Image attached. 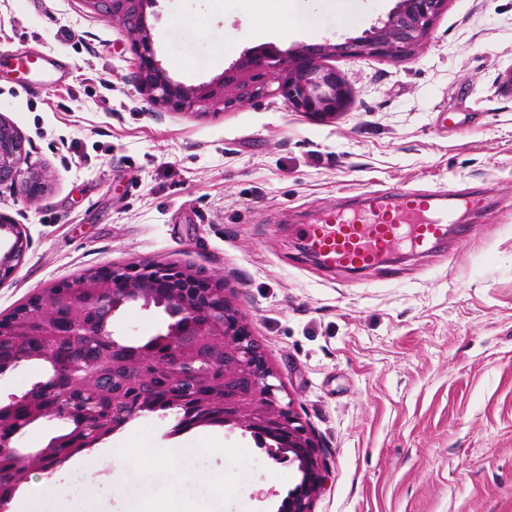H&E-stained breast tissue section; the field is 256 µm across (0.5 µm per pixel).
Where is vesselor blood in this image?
Instances as JSON below:
<instances>
[{"mask_svg":"<svg viewBox=\"0 0 512 512\" xmlns=\"http://www.w3.org/2000/svg\"><path fill=\"white\" fill-rule=\"evenodd\" d=\"M473 196L406 191L374 195L369 206L327 213L303 227L307 247L329 267L369 270L400 247L419 249L447 239L454 209H475Z\"/></svg>","mask_w":512,"mask_h":512,"instance_id":"obj_1","label":"vessel or blood"}]
</instances>
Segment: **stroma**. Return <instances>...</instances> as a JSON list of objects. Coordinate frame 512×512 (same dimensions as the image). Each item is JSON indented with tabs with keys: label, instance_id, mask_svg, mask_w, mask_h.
<instances>
[{
	"label": "stroma",
	"instance_id": "35a3bbf8",
	"mask_svg": "<svg viewBox=\"0 0 512 512\" xmlns=\"http://www.w3.org/2000/svg\"><path fill=\"white\" fill-rule=\"evenodd\" d=\"M396 0H156V58L174 81L208 84L245 54L339 43L381 25ZM44 54L21 88L17 59ZM350 107L289 109L270 76L256 94L189 109L153 104L123 24L89 0H0V120L26 140L0 186V221L24 254L0 279V315L108 266L176 264L223 276L325 464L312 512H512V0H448L421 49L331 58ZM477 195L446 243L353 274L305 251L301 225L374 192ZM132 305L131 343L165 330ZM133 418L103 439L126 463L220 445L195 467L223 497L139 466L121 497L82 484L80 512H278L300 481L240 426L174 432Z\"/></svg>",
	"mask_w": 512,
	"mask_h": 512
}]
</instances>
